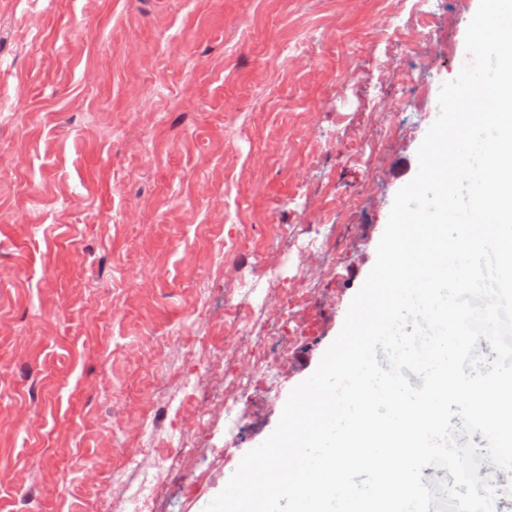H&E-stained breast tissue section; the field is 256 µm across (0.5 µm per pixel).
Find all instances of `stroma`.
<instances>
[{
    "mask_svg": "<svg viewBox=\"0 0 512 512\" xmlns=\"http://www.w3.org/2000/svg\"><path fill=\"white\" fill-rule=\"evenodd\" d=\"M478 4L0 0V97L25 104L0 112V512H96L143 452L157 364L230 333L235 434L220 412L197 432L184 393L174 429L207 452L157 498L204 512L340 333ZM323 222L329 276L289 253Z\"/></svg>",
    "mask_w": 512,
    "mask_h": 512,
    "instance_id": "35a3bbf8",
    "label": "stroma"
}]
</instances>
